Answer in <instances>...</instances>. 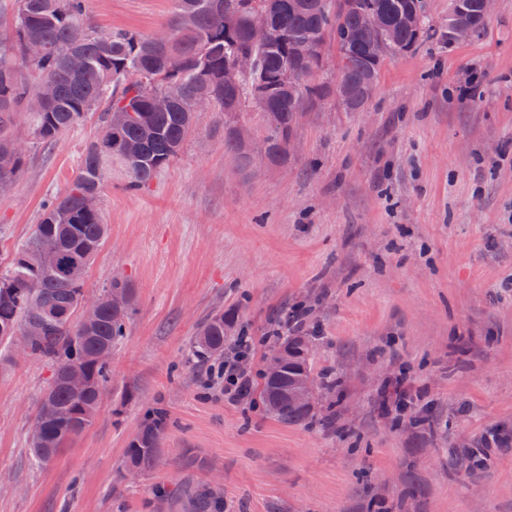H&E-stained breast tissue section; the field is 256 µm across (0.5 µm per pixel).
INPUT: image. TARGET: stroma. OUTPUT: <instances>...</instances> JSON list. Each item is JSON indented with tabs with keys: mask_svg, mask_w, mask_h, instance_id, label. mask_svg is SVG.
<instances>
[{
	"mask_svg": "<svg viewBox=\"0 0 512 512\" xmlns=\"http://www.w3.org/2000/svg\"><path fill=\"white\" fill-rule=\"evenodd\" d=\"M425 5L435 39L385 59L365 111L331 97L304 113L287 163L241 168L209 109L145 187L126 190L113 165L85 291L123 279L132 320L95 421L44 467L29 436L50 370L0 346V512H186L185 491L215 481L226 512H512V0L453 47L448 0ZM85 9L99 32L147 36L175 14L173 0ZM100 123L88 113L44 148L18 114L26 153L0 191V268ZM285 306L306 312L315 377L338 381L318 396L334 430L228 404L186 359L231 309L259 337L262 370ZM399 386L417 397L401 417ZM157 408L170 415L159 463L127 476L125 450Z\"/></svg>",
	"mask_w": 512,
	"mask_h": 512,
	"instance_id": "35a3bbf8",
	"label": "stroma"
}]
</instances>
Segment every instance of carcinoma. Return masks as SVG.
<instances>
[{
  "instance_id": "cac0c4a2",
  "label": "carcinoma",
  "mask_w": 512,
  "mask_h": 512,
  "mask_svg": "<svg viewBox=\"0 0 512 512\" xmlns=\"http://www.w3.org/2000/svg\"><path fill=\"white\" fill-rule=\"evenodd\" d=\"M253 1L268 13L273 30L264 43L250 39L247 15ZM367 6L386 17L387 28L380 35L361 28ZM415 12L425 14L424 0H354L341 13L334 0H175V20L160 28L166 38L159 41L131 31H95L85 16L84 0H15L9 34H0V185L12 183L20 173L25 149L15 148L16 116L28 112L29 101L41 89L24 81L21 71L54 81L53 101L40 112H29L31 134L42 146L54 145L87 112L108 105L71 185L44 206L32 236L0 270V344L23 340L29 355L51 368L33 423L41 443H29L37 463L52 462L97 417L101 390L111 382L105 355L126 336L133 311L132 292L119 279L99 291L94 324L83 327L78 317L87 270L108 237L100 209L87 207L86 198L100 195L112 162L123 166L127 188L149 182L179 155L197 112L211 107L224 113V150L242 167L250 166L258 154L285 162L295 128L293 110L333 95L335 86L316 80L323 59L296 58L293 42L306 39L320 45L333 40L340 56L336 79L358 99L364 81L381 74L383 60L373 51L374 42H385L387 55L393 56L416 49L430 37L426 22L405 24L406 16ZM78 30L83 31L80 39ZM33 42L43 46V53L29 59L25 49ZM242 54L251 56L253 69L233 83L225 82L224 72L235 68ZM74 55L84 61L79 71L68 66ZM172 55L181 60L177 70L168 67ZM288 72L297 78L283 85L279 77ZM158 96L170 98V108L156 109ZM249 101L260 107L265 121L266 135L257 146L244 144L236 134V117ZM128 143L139 150L127 152ZM45 248L57 252V268L41 265L39 254ZM114 294L121 297L119 307L113 304ZM236 323L231 310L212 315L191 344L190 360L223 358ZM33 324L40 332L29 336ZM307 342L309 337L300 334L282 337L269 357L283 348L291 351L288 372L277 381L264 374L256 386L268 414L285 425L305 424L313 416L315 404L299 405L284 397L290 379L312 372V358L304 350ZM75 364L90 382L81 394L66 383ZM167 426V412L153 411L126 449L128 468L142 473L156 465ZM189 512H224V492L210 485L195 490Z\"/></svg>"
}]
</instances>
